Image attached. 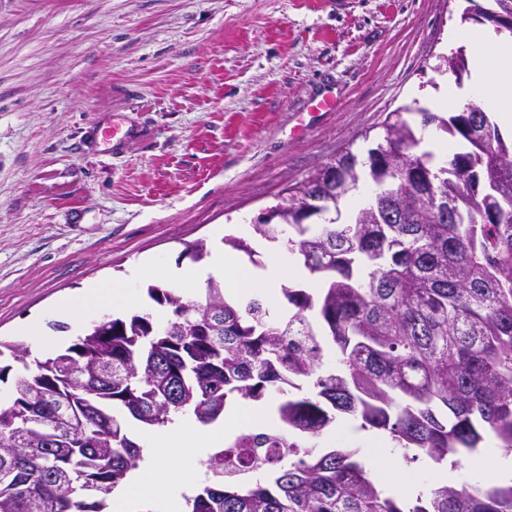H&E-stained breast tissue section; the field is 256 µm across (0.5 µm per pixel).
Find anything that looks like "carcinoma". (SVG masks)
Wrapping results in <instances>:
<instances>
[{"label":"carcinoma","instance_id":"cac0c4a2","mask_svg":"<svg viewBox=\"0 0 512 512\" xmlns=\"http://www.w3.org/2000/svg\"><path fill=\"white\" fill-rule=\"evenodd\" d=\"M463 141L438 178L395 186L346 223L310 230L312 200L341 201L360 181L409 174L420 163L417 129L400 112L382 124L384 157L350 149L287 189L253 225L285 247L318 293L285 286L284 319L262 300L230 302L209 279L200 299L150 285L166 308L93 322L64 349L0 365L12 382L0 404V512H112V495L144 462L127 420L147 429L190 416L203 426L233 398L279 396L291 430L237 435L202 462L207 476L182 512H512V480L432 485L407 498L384 493L357 448L318 449L335 413L383 430L399 461L425 456L456 466L459 449L489 442L512 453V139L485 104L448 117L420 113ZM224 243L257 263L245 239ZM334 346L339 368H325ZM277 448L256 469L257 449Z\"/></svg>","mask_w":512,"mask_h":512}]
</instances>
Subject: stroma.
I'll list each match as a JSON object with an SVG mask.
<instances>
[{
  "instance_id": "35a3bbf8",
  "label": "stroma",
  "mask_w": 512,
  "mask_h": 512,
  "mask_svg": "<svg viewBox=\"0 0 512 512\" xmlns=\"http://www.w3.org/2000/svg\"><path fill=\"white\" fill-rule=\"evenodd\" d=\"M458 0H0V340L44 358L68 344L59 303L95 282L158 313L157 269L206 241L248 239L284 285L314 287L295 257L254 238L288 187L351 149L388 113L433 109L461 50ZM336 107L308 117L324 90ZM136 120L153 137L121 154L89 128ZM146 266L130 279L129 271ZM48 338L31 344L24 328ZM320 446L393 456L387 432L346 414Z\"/></svg>"
}]
</instances>
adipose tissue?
<instances>
[{
    "label": "adipose tissue",
    "mask_w": 512,
    "mask_h": 512,
    "mask_svg": "<svg viewBox=\"0 0 512 512\" xmlns=\"http://www.w3.org/2000/svg\"><path fill=\"white\" fill-rule=\"evenodd\" d=\"M459 39L473 50L471 59L474 86L499 104V121L504 128L512 129V44L492 42L483 30H471L460 34ZM223 275L225 282L242 292H272L285 273L282 263L271 262L260 274L253 275L238 268L223 252H215L207 272H182L171 274L161 271V278L179 288L194 287L205 273ZM130 295L121 285H90L83 298L76 303H65L60 307L63 315L80 317L87 308L118 307L127 303ZM205 431H194L189 426L179 425L162 432L159 446L154 449L155 461L145 466L133 484L120 489L112 500L113 512H131L134 502L158 494H165L169 502L168 512H179L178 491L188 482L181 455L182 448L199 445L208 439Z\"/></svg>",
    "instance_id": "1"
}]
</instances>
